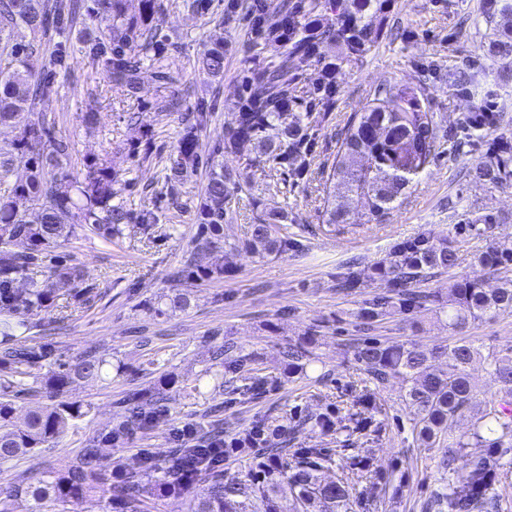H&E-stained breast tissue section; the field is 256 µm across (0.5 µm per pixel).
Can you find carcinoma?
I'll use <instances>...</instances> for the list:
<instances>
[{
	"label": "carcinoma",
	"mask_w": 512,
	"mask_h": 512,
	"mask_svg": "<svg viewBox=\"0 0 512 512\" xmlns=\"http://www.w3.org/2000/svg\"><path fill=\"white\" fill-rule=\"evenodd\" d=\"M129 0H0V129L9 128L13 137L0 142V180L14 177L8 192L0 196V462L30 457L49 446L85 415L83 405L64 398L75 379L102 376L105 360L92 352L73 365L62 364L45 380L50 403L29 408L23 425L14 422L15 399L32 388L25 379L48 352L21 345L17 331L27 325L17 317L31 309H53L69 292L79 288L82 270L74 265L45 260L59 243L81 233L104 240L123 233L135 222L146 231L157 224L147 209L132 211L118 195L119 179L103 161L91 162L85 172L74 175L66 163L74 150L67 138L54 133V125L37 112L38 101L51 91V83L35 66V57L46 52L52 34H63L81 23L80 35L88 56L104 60L111 87L136 93L144 65L155 69L165 84L174 83L166 71L165 39L152 25L161 0H139L138 12L128 11ZM389 0H278L270 2L259 18L251 17L260 40L249 43L266 66L256 79L242 78L237 121L225 130L224 143L210 158L203 197L196 208L198 231L194 251L185 268L175 272L168 293L149 310L156 316L184 310L191 304L190 293L181 287L185 278L212 279L224 275L199 263L201 255L224 245V216L233 200L246 187L215 157L235 155L244 143L283 166L308 151L303 133L311 113L292 112L299 102L293 81L296 75L326 56L332 46L345 53L335 57L336 67L362 58L380 38ZM331 10L335 25L304 29L301 14ZM487 33L482 44L485 56L507 75L512 72V0H488ZM24 27L32 40L14 39V30ZM139 46L142 54L131 53ZM199 70L213 81L224 79V37L210 40L198 58ZM317 100L330 103L336 86L324 75L317 86ZM210 119L203 106L186 121L174 152L169 157L167 181L178 183L199 165L198 132ZM497 112L484 113L474 125L465 115L462 125L481 137L499 123ZM278 139L267 136L271 128ZM340 145L328 177L338 181V193L327 199L325 224H349L355 217L380 224L398 207L406 190L428 164L441 153L443 136L424 94L410 88L382 84L369 94L367 106L354 113L340 130ZM27 156L25 172L13 175V156ZM472 182L494 189L512 188V138L502 135L489 147V154L468 170ZM38 210L35 221L26 213ZM284 212L273 213L251 225L247 249L260 258L277 257L291 246L282 233ZM21 241L24 249H14ZM457 241L450 236H423L396 244L388 257L374 267L384 280L386 291L365 301L353 317L371 327L388 317L416 309L430 308L448 319V328L461 331L487 316L512 313V248L496 243L473 255L491 286L482 279L455 276L448 288L429 292L414 286L459 265ZM27 281V287L17 283ZM314 336L282 347L288 374L306 371L315 362ZM354 360L363 367L364 389L351 413V423L340 426L346 441L370 430L374 424L375 394L392 378L406 385L405 407L413 415V431L427 447L445 438L448 454L441 469L448 483L436 490L423 505V512H500L495 492L502 460L512 455V355L493 356L490 374L498 385L489 399H479L469 367L478 348L465 337L446 347L428 349L413 341H381L366 337L351 346ZM217 355L224 358V370L231 374L225 384L246 394L264 388L265 381L242 377L250 384L235 385L236 374L253 358L226 342ZM444 359L445 368L436 370L431 361ZM175 380L164 378L155 393L129 399L140 427L166 412V392ZM471 412V428L457 435L452 423L458 415ZM286 437L269 439L258 449L256 467L244 479H224V467L211 461V448H174L161 463L144 462L160 475L146 482L135 470L109 474L97 471L82 460L63 473L19 474L11 489L0 492V512H15L17 501L27 512H68L92 495L106 503L108 512H145L153 500L183 501L187 512H351L348 483L343 478L325 481L321 472L335 463L328 448H289ZM482 448L473 457L466 449Z\"/></svg>",
	"instance_id": "cac0c4a2"
}]
</instances>
